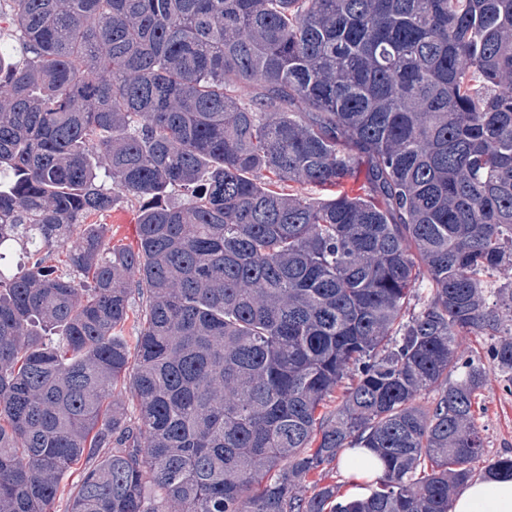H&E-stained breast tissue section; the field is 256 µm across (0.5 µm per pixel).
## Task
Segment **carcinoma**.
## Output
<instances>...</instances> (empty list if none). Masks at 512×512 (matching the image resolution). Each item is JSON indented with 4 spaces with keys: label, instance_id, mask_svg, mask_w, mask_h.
<instances>
[{
    "label": "carcinoma",
    "instance_id": "carcinoma-1",
    "mask_svg": "<svg viewBox=\"0 0 512 512\" xmlns=\"http://www.w3.org/2000/svg\"><path fill=\"white\" fill-rule=\"evenodd\" d=\"M13 3L0 257L71 272L0 268V512L81 463L68 512H449L512 383V0ZM121 195L135 250L87 223ZM353 448L342 503L310 476ZM145 307V298L138 297L132 300L131 310L129 312V319L118 332V335L123 336L130 344H133L134 337L137 336L142 321L143 310ZM490 342L488 336H460L457 351L464 359L481 360L487 365V350ZM353 454L361 459L360 465H353L350 462L347 463V454H344L343 466L340 459L339 462L337 461V464L335 462L334 465H331L329 469L326 470V473H324V483L335 484L337 486V501H345L347 500V496H350L348 491L353 487L350 484V480L353 483L361 482L357 485V487L360 488L359 494L361 495L368 496L371 491L376 488L377 480H368L381 472L379 461L365 448L356 449ZM345 473L350 480L346 478Z\"/></svg>",
    "mask_w": 512,
    "mask_h": 512
}]
</instances>
